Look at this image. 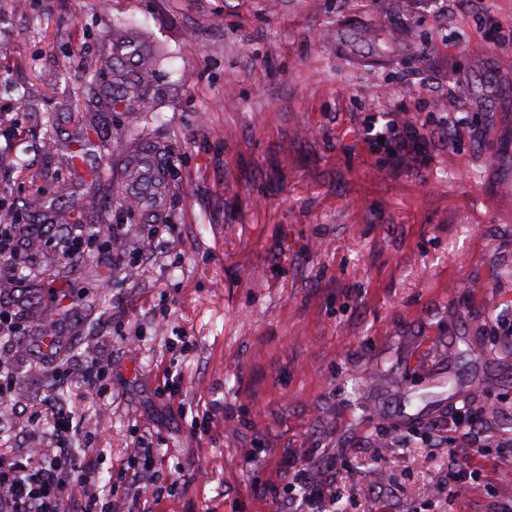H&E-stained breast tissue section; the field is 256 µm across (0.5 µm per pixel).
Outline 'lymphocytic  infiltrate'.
Returning a JSON list of instances; mask_svg holds the SVG:
<instances>
[{
  "instance_id": "1",
  "label": "lymphocytic infiltrate",
  "mask_w": 512,
  "mask_h": 512,
  "mask_svg": "<svg viewBox=\"0 0 512 512\" xmlns=\"http://www.w3.org/2000/svg\"><path fill=\"white\" fill-rule=\"evenodd\" d=\"M499 407L471 410L469 406H450L448 427L459 432L460 439L448 447V484L458 487L466 483H483L486 493L494 500L492 512H512V498L501 500L497 488L482 480L479 468L472 463L471 452L478 444L496 449L503 457H512V435L494 433L490 416L499 414ZM75 414L60 406L55 410L53 434L58 442L46 459L15 458L0 461V512H67L71 494L81 496L80 512H125L126 498L150 495L154 502H162L164 492L157 487L153 471V451L132 448L120 471L127 491L126 498L104 499L99 494V460L69 448L75 433ZM288 488L300 490L302 512H327L326 505L334 497L333 491L321 481L311 478L296 460L288 462Z\"/></svg>"
}]
</instances>
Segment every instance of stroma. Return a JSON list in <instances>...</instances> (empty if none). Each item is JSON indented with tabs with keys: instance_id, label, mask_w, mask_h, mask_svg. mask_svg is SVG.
<instances>
[{
	"instance_id": "35a3bbf8",
	"label": "stroma",
	"mask_w": 512,
	"mask_h": 512,
	"mask_svg": "<svg viewBox=\"0 0 512 512\" xmlns=\"http://www.w3.org/2000/svg\"><path fill=\"white\" fill-rule=\"evenodd\" d=\"M116 22L165 52L143 99L175 171L160 205L130 211L123 149L72 170L44 128L51 114L75 131L67 89L115 93L110 69L89 83L84 67ZM509 31L512 0H0V79L32 98L0 92V224L48 227L0 276L24 328L0 341L15 374L0 455L47 453L46 376L95 354L111 403L75 384L58 396L106 492L123 496L128 448L153 449L176 490L138 512H289L300 448L335 512H487L483 485L449 493L444 446L455 399L512 404V344L493 327L512 318V43L495 41ZM384 112L422 150L386 162L368 133ZM94 169L107 191L82 188ZM103 205L119 248L107 229L68 259L73 207ZM40 267L72 288L60 314L47 293L17 302Z\"/></svg>"
}]
</instances>
